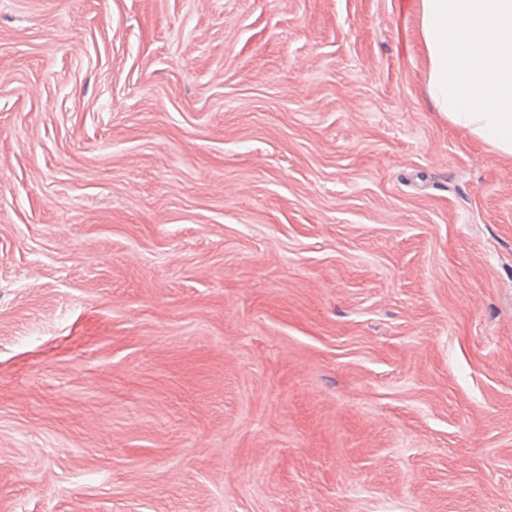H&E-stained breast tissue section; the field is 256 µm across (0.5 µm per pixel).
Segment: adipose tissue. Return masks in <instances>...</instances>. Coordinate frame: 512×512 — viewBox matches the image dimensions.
<instances>
[{"label": "adipose tissue", "mask_w": 512, "mask_h": 512, "mask_svg": "<svg viewBox=\"0 0 512 512\" xmlns=\"http://www.w3.org/2000/svg\"><path fill=\"white\" fill-rule=\"evenodd\" d=\"M428 93L451 125L512 156V0H418Z\"/></svg>", "instance_id": "obj_1"}]
</instances>
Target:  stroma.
<instances>
[{
    "label": "stroma",
    "instance_id": "1",
    "mask_svg": "<svg viewBox=\"0 0 512 512\" xmlns=\"http://www.w3.org/2000/svg\"><path fill=\"white\" fill-rule=\"evenodd\" d=\"M416 0H0V512H512V157Z\"/></svg>",
    "mask_w": 512,
    "mask_h": 512
}]
</instances>
